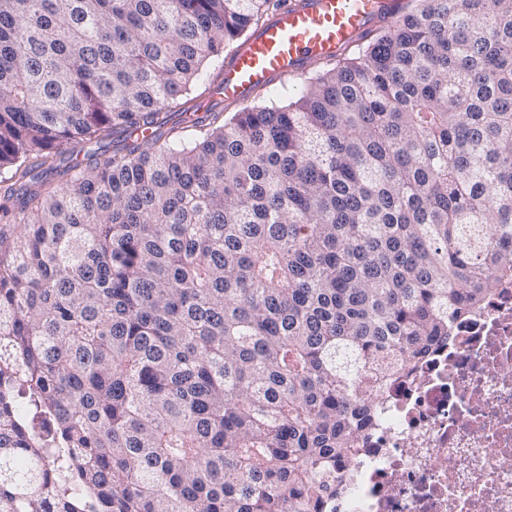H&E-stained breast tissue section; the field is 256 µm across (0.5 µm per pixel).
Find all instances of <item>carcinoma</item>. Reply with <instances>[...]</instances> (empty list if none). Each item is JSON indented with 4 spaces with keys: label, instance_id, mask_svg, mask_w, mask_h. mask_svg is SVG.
Masks as SVG:
<instances>
[{
    "label": "carcinoma",
    "instance_id": "carcinoma-1",
    "mask_svg": "<svg viewBox=\"0 0 512 512\" xmlns=\"http://www.w3.org/2000/svg\"><path fill=\"white\" fill-rule=\"evenodd\" d=\"M277 7L0 0V512H322L512 268V0L191 103Z\"/></svg>",
    "mask_w": 512,
    "mask_h": 512
}]
</instances>
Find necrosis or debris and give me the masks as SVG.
Returning a JSON list of instances; mask_svg holds the SVG:
<instances>
[{"instance_id": "1", "label": "necrosis or debris", "mask_w": 512, "mask_h": 512, "mask_svg": "<svg viewBox=\"0 0 512 512\" xmlns=\"http://www.w3.org/2000/svg\"><path fill=\"white\" fill-rule=\"evenodd\" d=\"M372 406L325 512H512V281Z\"/></svg>"}]
</instances>
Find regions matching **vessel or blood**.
<instances>
[{"label":"vessel or blood","instance_id":"1","mask_svg":"<svg viewBox=\"0 0 512 512\" xmlns=\"http://www.w3.org/2000/svg\"><path fill=\"white\" fill-rule=\"evenodd\" d=\"M402 0H286L224 59L216 99L241 103L254 88L304 75L340 54L368 29L391 23Z\"/></svg>","mask_w":512,"mask_h":512}]
</instances>
